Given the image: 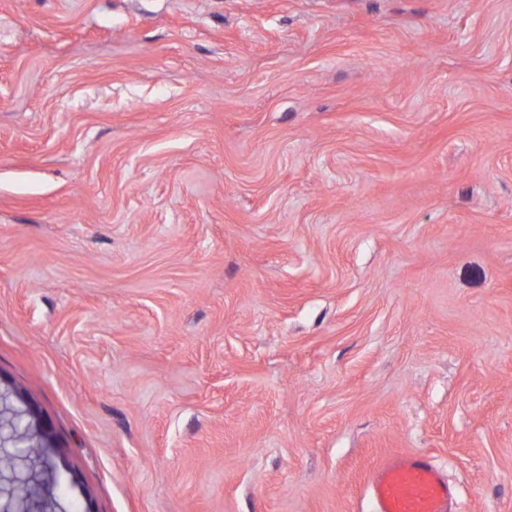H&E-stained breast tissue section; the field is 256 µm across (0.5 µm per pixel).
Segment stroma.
Masks as SVG:
<instances>
[{
	"label": "stroma",
	"mask_w": 512,
	"mask_h": 512,
	"mask_svg": "<svg viewBox=\"0 0 512 512\" xmlns=\"http://www.w3.org/2000/svg\"><path fill=\"white\" fill-rule=\"evenodd\" d=\"M0 388L30 512H512V0H0ZM31 427L32 426L30 423H27L24 427L25 442H24L23 446H17L12 436H9V437L0 436L1 448L5 447V444H7V443L12 444V447L18 448L16 456L20 459H23L28 456L25 448H27L28 446H31L32 445L31 441L33 440L36 443L37 448H34V447L28 448V453L30 454V456H32V455L34 456L37 454L38 448H42V456H43V448H49L48 438H46L44 436V434L39 433L38 431H32ZM368 491L376 512H449L454 493L426 456L395 454L374 466Z\"/></svg>",
	"instance_id": "stroma-1"
}]
</instances>
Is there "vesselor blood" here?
Segmentation results:
<instances>
[{
    "label": "vessel or blood",
    "mask_w": 512,
    "mask_h": 512,
    "mask_svg": "<svg viewBox=\"0 0 512 512\" xmlns=\"http://www.w3.org/2000/svg\"><path fill=\"white\" fill-rule=\"evenodd\" d=\"M368 491L377 512H449L454 493L426 456L395 454L374 466Z\"/></svg>",
    "instance_id": "obj_1"
}]
</instances>
